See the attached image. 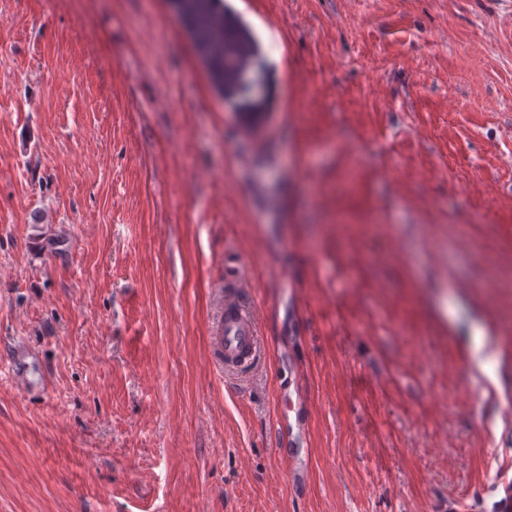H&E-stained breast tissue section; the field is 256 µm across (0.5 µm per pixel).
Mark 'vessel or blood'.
Returning a JSON list of instances; mask_svg holds the SVG:
<instances>
[{"label": "vessel or blood", "instance_id": "b4317fda", "mask_svg": "<svg viewBox=\"0 0 512 512\" xmlns=\"http://www.w3.org/2000/svg\"><path fill=\"white\" fill-rule=\"evenodd\" d=\"M215 364L239 377L248 376L266 356L254 311L234 294H225L212 336Z\"/></svg>", "mask_w": 512, "mask_h": 512}]
</instances>
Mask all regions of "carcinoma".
Listing matches in <instances>:
<instances>
[{"label":"carcinoma","mask_w":512,"mask_h":512,"mask_svg":"<svg viewBox=\"0 0 512 512\" xmlns=\"http://www.w3.org/2000/svg\"><path fill=\"white\" fill-rule=\"evenodd\" d=\"M183 18L213 83L234 100L245 124H259L267 102L254 101L253 84L267 75L247 28L223 0H190Z\"/></svg>","instance_id":"1"}]
</instances>
